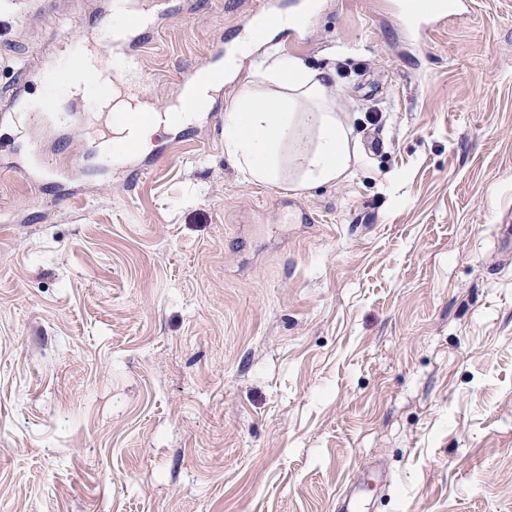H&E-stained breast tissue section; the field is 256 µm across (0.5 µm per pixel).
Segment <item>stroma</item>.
I'll list each match as a JSON object with an SVG mask.
<instances>
[{"mask_svg": "<svg viewBox=\"0 0 512 512\" xmlns=\"http://www.w3.org/2000/svg\"><path fill=\"white\" fill-rule=\"evenodd\" d=\"M103 0H0V92L36 185L0 171V512H512V0L392 56L388 0H320L280 52L329 72L357 140L385 149L292 195L244 179L221 115L237 81L143 149L157 167L56 199L71 153L43 126L26 62L57 57ZM250 0H197L149 42L159 88L185 79ZM296 200L317 218L284 224ZM2 97L8 102H2L0 105V123L10 121L16 112V108L23 107L28 104L26 98L25 85H18L2 92Z\"/></svg>", "mask_w": 512, "mask_h": 512, "instance_id": "1", "label": "stroma"}]
</instances>
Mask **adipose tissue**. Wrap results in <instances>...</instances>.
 I'll use <instances>...</instances> for the list:
<instances>
[{"label": "adipose tissue", "mask_w": 512, "mask_h": 512, "mask_svg": "<svg viewBox=\"0 0 512 512\" xmlns=\"http://www.w3.org/2000/svg\"><path fill=\"white\" fill-rule=\"evenodd\" d=\"M335 88L300 58L258 59L224 114V150L245 178L294 191L349 178L362 161Z\"/></svg>", "instance_id": "ef3b65f1"}]
</instances>
